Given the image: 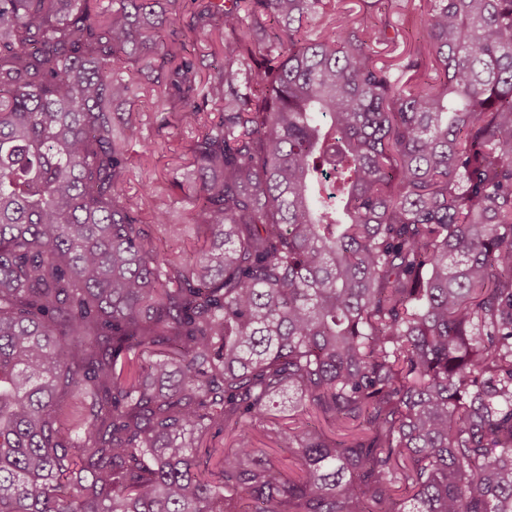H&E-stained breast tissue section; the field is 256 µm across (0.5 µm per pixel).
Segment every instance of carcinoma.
Wrapping results in <instances>:
<instances>
[{
  "label": "carcinoma",
  "mask_w": 512,
  "mask_h": 512,
  "mask_svg": "<svg viewBox=\"0 0 512 512\" xmlns=\"http://www.w3.org/2000/svg\"><path fill=\"white\" fill-rule=\"evenodd\" d=\"M158 2L0 0V512H512V0ZM369 3L372 2L375 5L371 11L375 20L390 19L404 21V25L407 26L406 19L411 16V13L415 12V9L419 8L420 0H366ZM392 5V7H390ZM148 80L146 74L140 76V88L136 90V97H131V102L116 107L117 112H129L133 110L141 115L142 126L141 135L144 138L155 139L162 145L163 150L148 162L140 160L136 155L132 159V173L130 181L127 184V193L130 196H136L140 191L142 171L148 168L156 179V195L154 203L161 209L168 212L170 218L176 222H184L187 215L188 205L184 194L171 186L172 177L177 176L178 180L183 181L187 189V181L183 178V173L187 170H179L172 173V169L177 165L176 158L182 156L184 162H188V146L196 135L194 127L182 125L178 127H167L158 129V118L160 117L161 106L157 99L148 91Z\"/></svg>",
  "instance_id": "obj_1"
}]
</instances>
